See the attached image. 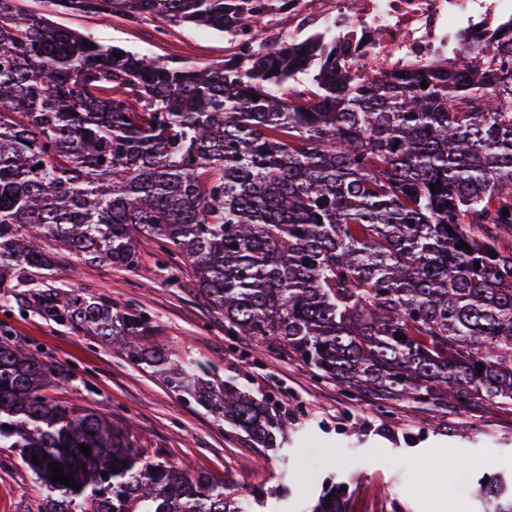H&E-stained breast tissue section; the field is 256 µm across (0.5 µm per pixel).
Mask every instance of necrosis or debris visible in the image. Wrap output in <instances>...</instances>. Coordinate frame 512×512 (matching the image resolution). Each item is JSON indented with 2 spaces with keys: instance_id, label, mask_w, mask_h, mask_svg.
<instances>
[{
  "instance_id": "4bbe7bcc",
  "label": "necrosis or debris",
  "mask_w": 512,
  "mask_h": 512,
  "mask_svg": "<svg viewBox=\"0 0 512 512\" xmlns=\"http://www.w3.org/2000/svg\"><path fill=\"white\" fill-rule=\"evenodd\" d=\"M285 41L327 35L339 67L358 78L447 60L462 40H483L512 19V0H288Z\"/></svg>"
}]
</instances>
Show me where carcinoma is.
<instances>
[{"label": "carcinoma", "mask_w": 512, "mask_h": 512, "mask_svg": "<svg viewBox=\"0 0 512 512\" xmlns=\"http://www.w3.org/2000/svg\"><path fill=\"white\" fill-rule=\"evenodd\" d=\"M47 3L219 33L246 16L259 31L266 12L257 0ZM493 54L486 65L468 44L446 66L361 80L315 38L191 66L0 0V289L267 448L288 430L267 401L203 379L146 316L41 288L50 248L131 270L152 237L191 265L225 334L277 345L318 380L379 403L512 405V37ZM68 378L0 336V447L43 486L39 512H242L235 488L47 394ZM52 462L81 489L53 481ZM477 494L512 512V478L479 479ZM344 509L332 484L313 512Z\"/></svg>", "instance_id": "carcinoma-1"}]
</instances>
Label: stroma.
Returning <instances> with one entry per match:
<instances>
[{
  "instance_id": "obj_1",
  "label": "stroma",
  "mask_w": 512,
  "mask_h": 512,
  "mask_svg": "<svg viewBox=\"0 0 512 512\" xmlns=\"http://www.w3.org/2000/svg\"><path fill=\"white\" fill-rule=\"evenodd\" d=\"M58 25L106 46L195 66L232 58L230 36L196 26L166 29L156 16L57 15ZM163 27V26H162ZM134 270L79 262L59 253L48 288H85L121 309L145 314L156 342L210 364L224 379L266 399L288 427L285 455L228 430L173 393L152 369L109 345L17 307H0V336L69 368L51 397L112 418L141 447L209 472L235 489L256 487L250 512H308L326 485L346 483V512H480L475 480L512 472V405L400 399L380 404L316 379L282 349L224 333V321L194 290L189 264H171L154 239L138 245ZM43 492L13 448H0V512H36Z\"/></svg>"
}]
</instances>
